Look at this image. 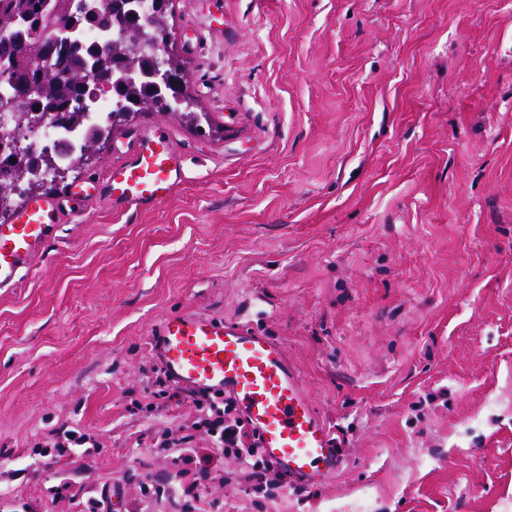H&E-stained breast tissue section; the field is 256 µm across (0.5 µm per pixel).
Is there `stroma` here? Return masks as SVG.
I'll return each mask as SVG.
<instances>
[{"mask_svg":"<svg viewBox=\"0 0 512 512\" xmlns=\"http://www.w3.org/2000/svg\"><path fill=\"white\" fill-rule=\"evenodd\" d=\"M168 11L220 132L115 127L77 179L161 127L185 181L154 210L87 201L0 288V512H512V0ZM186 312L284 344L334 479L259 482L214 447L149 344Z\"/></svg>","mask_w":512,"mask_h":512,"instance_id":"1","label":"stroma"}]
</instances>
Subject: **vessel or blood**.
Here are the masks:
<instances>
[{"label": "vessel or blood", "instance_id": "1", "mask_svg": "<svg viewBox=\"0 0 512 512\" xmlns=\"http://www.w3.org/2000/svg\"><path fill=\"white\" fill-rule=\"evenodd\" d=\"M187 168L170 134L143 129L125 160L85 189L32 200L0 225V288L14 287L32 256L51 241L65 213L96 197L112 205L164 203ZM150 344L172 383L199 394L234 398L257 432L263 457L298 485L319 484L342 465L334 430L319 415L282 343L242 322L218 323L199 313L166 319Z\"/></svg>", "mask_w": 512, "mask_h": 512}]
</instances>
